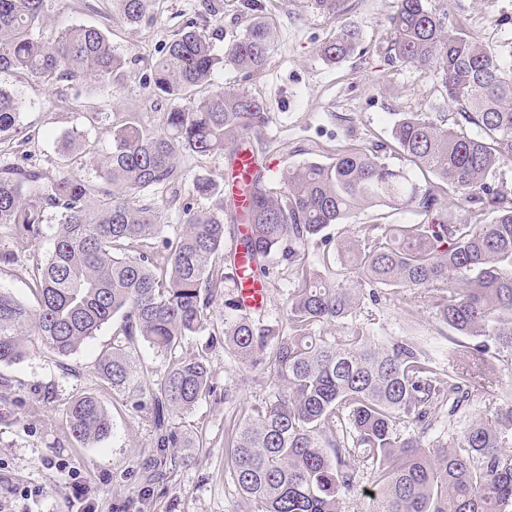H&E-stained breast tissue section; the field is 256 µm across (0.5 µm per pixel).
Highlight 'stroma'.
<instances>
[{"label":"stroma","instance_id":"1","mask_svg":"<svg viewBox=\"0 0 512 512\" xmlns=\"http://www.w3.org/2000/svg\"><path fill=\"white\" fill-rule=\"evenodd\" d=\"M217 15L204 0H159L155 16L135 25L112 20V0H56L46 30L75 23L111 30L112 46L125 64L110 89H82L80 106L71 103L68 82L45 86L17 72L0 73V87L20 103V136L0 145V166L28 156L45 171L57 173L68 162L63 135L81 131L97 152L72 163L83 179L97 180L100 155L112 148L113 123L135 117L157 129L172 100L152 89V64L182 24L197 22L201 31L224 47L249 20L244 0H221ZM274 44L259 74L233 66L215 73L209 88L245 89L262 100L268 123L252 146L258 151L269 186L282 170L307 162L326 163L344 148L380 150L391 168L420 179L403 155L390 150L397 113L431 112L439 123L474 134L473 125H457L445 89L427 70L393 64L384 54L387 19L394 0H346L341 17L318 13L311 0H260ZM438 11L462 20L467 29L512 64V0H431ZM344 24L361 34L359 51L329 66L319 56L322 42ZM30 142H23L22 134ZM407 210L367 209L327 230L333 240L356 236L363 224H410ZM291 271L278 266L266 286L256 318L269 323L286 316ZM354 323L379 341L407 338L438 365H445L448 338L427 305H412L409 292L362 300ZM112 325H104L77 353L60 357L38 346L24 361L0 363V512H248L229 478L226 445L239 408L260 403L273 388L270 370L246 369L225 351L210 348L207 359L217 392L188 412L170 414L168 425L187 439L184 448L160 449L148 409L102 388L96 374L100 352L112 345ZM93 394L112 417L105 440L80 446L64 427L70 402Z\"/></svg>","mask_w":512,"mask_h":512}]
</instances>
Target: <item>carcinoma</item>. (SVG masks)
<instances>
[{
  "instance_id": "1",
  "label": "carcinoma",
  "mask_w": 512,
  "mask_h": 512,
  "mask_svg": "<svg viewBox=\"0 0 512 512\" xmlns=\"http://www.w3.org/2000/svg\"><path fill=\"white\" fill-rule=\"evenodd\" d=\"M157 2L112 0V15L137 24L154 15ZM53 3L0 0V72L47 85H108L123 66L110 38L84 24L43 32ZM313 6L331 17L344 12V0ZM359 45V30L343 25L319 55L338 65ZM272 48L269 23L258 14L221 50L189 22L155 61L153 90L180 99L226 65L258 74ZM385 55L441 78L459 122L477 128L469 136L429 112L401 113L393 149L432 175L423 185L355 148L329 164L283 170L279 189L255 168L244 204L211 178L186 184L180 152L225 154L234 170L245 136L267 124L264 103L235 87L190 109L172 107L156 132L118 122L98 183L72 170L1 166L0 230L26 247L43 236L44 224L57 231L49 257L26 268L32 301L0 289V363L23 361L34 339L68 357L117 316L99 378L135 407L151 409L157 447L183 448L169 414L193 409L214 386L205 356L179 351L188 336L221 337L243 365L276 374L273 391L241 409L227 438L232 479L250 512H342L343 496L363 473L375 488L364 512H512V401L486 408L446 441L428 436L444 406L451 417L470 387L496 383V361L512 351V187L493 180L512 161V68L429 0H395ZM18 116V99L0 88V141L17 133ZM66 143L94 153L79 131ZM198 198L215 207L195 209ZM452 200L491 219L459 222ZM175 204L183 227L170 237L165 215ZM399 207L421 220L364 224L357 238L328 248L329 225L365 208ZM276 254L292 268L294 288L285 322L261 325L224 288L236 287L240 275L265 282ZM379 288L411 291L435 310L453 333L448 370L413 342L384 344L361 325L317 333L351 317L364 296L378 300ZM219 302L224 317L216 320L211 309ZM142 344L169 358L147 386L133 358ZM406 423L411 430L403 433ZM65 429L89 446L111 432L112 420L96 396L82 395L68 406Z\"/></svg>"
}]
</instances>
